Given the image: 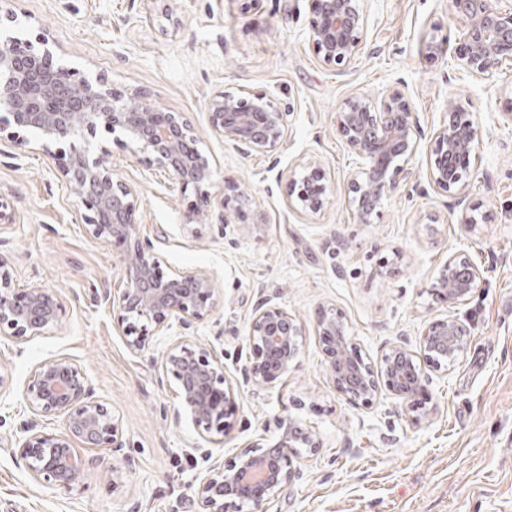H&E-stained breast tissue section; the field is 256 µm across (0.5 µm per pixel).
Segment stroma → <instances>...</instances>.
Segmentation results:
<instances>
[{
  "mask_svg": "<svg viewBox=\"0 0 512 512\" xmlns=\"http://www.w3.org/2000/svg\"><path fill=\"white\" fill-rule=\"evenodd\" d=\"M368 45L344 72L324 66L310 41L312 0H0V37L47 40L76 77L103 81L121 99L146 98L190 122L215 164L212 204L236 184L244 217L184 225L196 202L164 172L147 168L125 138L100 132L118 178L134 186L137 230L165 273L203 270L220 299L173 339L210 349L235 389V415L220 435L180 414L176 381L164 367L165 340L131 350L118 308L91 305L90 284L123 286L118 256L91 238L85 212L37 140L0 142V252L13 286L49 289L62 304L57 328L28 342L0 338V512H195L205 465L195 448L231 460L273 445L284 421L315 433L268 512H512V66L490 79L465 74L455 55L464 19L452 0H357ZM446 51L428 58L430 41ZM264 93L286 108L288 133L268 155L245 157L209 127L219 91ZM402 92L422 129L444 120L449 101L473 112L479 148L466 200L429 184L427 151L413 177L360 223L343 187L361 166L336 133L334 117L352 94L374 100ZM324 168L330 189L319 211L288 205L298 165ZM486 215L483 223L469 216ZM465 255L481 279L456 309L433 290L450 255ZM301 326L296 366L278 380L244 382L253 351L248 329L259 298ZM343 316L351 342L371 367L388 347L419 339L435 318L456 312L470 330L465 353L427 370L433 408L415 423L405 404L380 392L363 405L339 394L315 332L320 307ZM65 355L83 369L98 400L119 418L120 452L84 448L78 486L34 480L18 441L31 412L23 385L39 363Z\"/></svg>",
  "mask_w": 512,
  "mask_h": 512,
  "instance_id": "stroma-1",
  "label": "stroma"
}]
</instances>
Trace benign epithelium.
Returning <instances> with one entry per match:
<instances>
[{"label":"benign epithelium","instance_id":"obj_1","mask_svg":"<svg viewBox=\"0 0 512 512\" xmlns=\"http://www.w3.org/2000/svg\"><path fill=\"white\" fill-rule=\"evenodd\" d=\"M465 20L459 60L463 71L481 78L496 74L512 61V4L505 0H453ZM312 46L328 67L348 66L359 59L367 42V23L356 0H315L311 25ZM50 49L36 51L15 38L0 41V132L13 126L34 134L42 145L66 143L68 160L59 164L70 194L88 214L87 233L115 248L119 254L125 288L120 294L107 287L92 288L94 304L118 303L123 312L127 344L145 348L146 325L159 336L173 325L184 328L205 319L218 304L213 279L204 271L167 275L161 258L136 231L138 198L135 189L115 177L105 152L91 150L86 134L99 128L119 133L139 147L143 162L171 175L183 190L191 189L199 205L184 213V223L215 220L228 223L223 211L211 208V159L195 145L191 125L183 115L165 112L144 100L124 101L103 84L86 78L64 80ZM448 102V123L430 136L427 166L429 181L465 200L463 175L478 149L475 119L456 111ZM211 131L249 157L273 151L288 131L287 113L264 94L242 97L220 91L209 101ZM338 136L363 161L362 178L346 187L360 222L370 220L380 201L395 194L412 176L410 162L423 130L407 98L393 92L379 103L363 94L346 99L336 112ZM328 190L324 170L315 164L301 166L292 179L288 206L298 212H315ZM480 270L458 255L448 257L440 274L437 296L450 305L469 300ZM59 298L40 286L22 293L13 290V267L0 253V334L29 341L53 331L59 322ZM317 335L327 357V370L337 392L356 401H369L385 389L393 398L413 404L426 419L430 410L418 403L424 392L422 365L414 352L396 343L383 356L384 367L369 376L357 349L345 337L341 315L319 311ZM301 327L286 309L261 300L250 322L248 339L254 352L249 374L257 385L280 378L293 367ZM467 326L456 315L429 323L419 346L427 366L439 368L467 348ZM167 371L178 384L181 405L195 427L221 433L234 403V389L224 366L205 347L190 348L182 340L169 343L164 352ZM33 418L22 428L21 455L31 477L70 488L82 480L86 463L75 453L84 448L125 447L123 430L108 407L94 397L82 368L67 356L38 364L23 387ZM60 415L67 421L61 435L49 433L38 418ZM319 448L316 435L296 421L283 428L279 442L262 452L246 448L234 460H215L196 489L197 512H224V498L235 496L247 512H267L268 502L283 490L293 471L296 449Z\"/></svg>","mask_w":512,"mask_h":512}]
</instances>
